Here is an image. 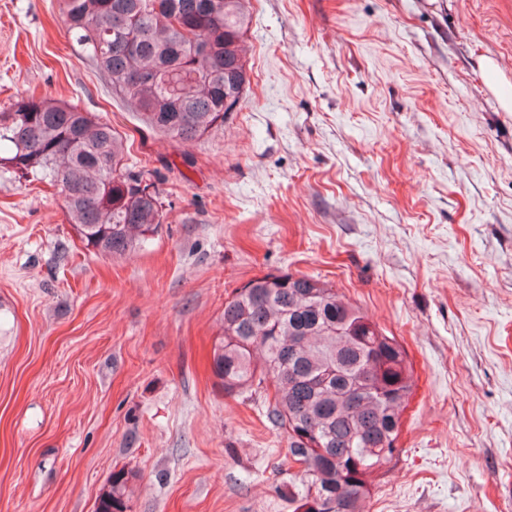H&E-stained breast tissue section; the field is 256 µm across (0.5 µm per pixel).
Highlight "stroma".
<instances>
[{"mask_svg":"<svg viewBox=\"0 0 512 512\" xmlns=\"http://www.w3.org/2000/svg\"><path fill=\"white\" fill-rule=\"evenodd\" d=\"M250 83L185 144L138 121L60 0H0V111L33 93L123 137L165 220L86 249L54 187L0 167V512H292L284 433L212 373L224 301L328 282L414 371L366 512H512V0H250ZM494 69H487V62ZM131 478L132 472L124 469L112 472L97 496L94 512H128L126 491Z\"/></svg>","mask_w":512,"mask_h":512,"instance_id":"35a3bbf8","label":"stroma"}]
</instances>
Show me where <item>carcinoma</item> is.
<instances>
[{"instance_id": "cac0c4a2", "label": "carcinoma", "mask_w": 512, "mask_h": 512, "mask_svg": "<svg viewBox=\"0 0 512 512\" xmlns=\"http://www.w3.org/2000/svg\"><path fill=\"white\" fill-rule=\"evenodd\" d=\"M250 0H63L69 38L134 106L147 127L179 143L201 139L242 97L241 42ZM0 165L57 185L86 247L122 255L164 218L150 171L124 163L119 134L69 104L21 96L0 112ZM212 368L228 395L265 393L266 416L287 434L283 485L293 512H364L369 477L393 458L403 403L415 386L396 337L320 280L267 274L224 301ZM132 472L100 490L94 512H128Z\"/></svg>"}]
</instances>
